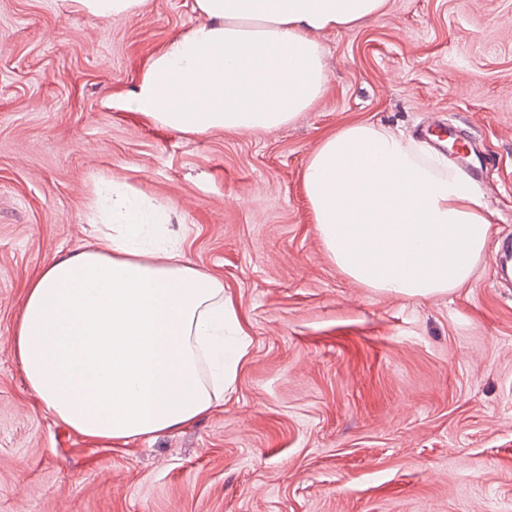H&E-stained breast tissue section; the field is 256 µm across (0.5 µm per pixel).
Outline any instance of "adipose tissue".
Returning a JSON list of instances; mask_svg holds the SVG:
<instances>
[{"label":"adipose tissue","mask_w":512,"mask_h":512,"mask_svg":"<svg viewBox=\"0 0 512 512\" xmlns=\"http://www.w3.org/2000/svg\"><path fill=\"white\" fill-rule=\"evenodd\" d=\"M387 0H195L198 21L146 66L126 104L189 134L271 131L328 83L321 33L384 15ZM302 186L332 262L355 282L428 298L469 283L490 221L460 168L366 121L326 135ZM97 245L54 259L25 289L14 354L43 410L85 438L125 444L223 405L248 343L224 282L185 262L168 211L101 179Z\"/></svg>","instance_id":"ef3b65f1"}]
</instances>
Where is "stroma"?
Wrapping results in <instances>:
<instances>
[{
	"mask_svg": "<svg viewBox=\"0 0 512 512\" xmlns=\"http://www.w3.org/2000/svg\"><path fill=\"white\" fill-rule=\"evenodd\" d=\"M196 21L144 0L102 21L0 0V512H512V0H389L324 33L317 104L272 132L186 135L123 108ZM484 148L488 257L455 292L363 287L328 258L302 189L322 138L428 117ZM165 206L185 259L224 281L249 355L217 408L105 445L40 407L12 331L27 283L91 243L94 182Z\"/></svg>",
	"mask_w": 512,
	"mask_h": 512,
	"instance_id": "35a3bbf8",
	"label": "stroma"
}]
</instances>
